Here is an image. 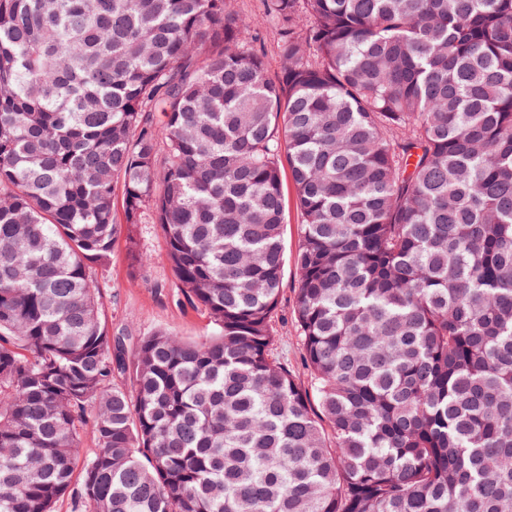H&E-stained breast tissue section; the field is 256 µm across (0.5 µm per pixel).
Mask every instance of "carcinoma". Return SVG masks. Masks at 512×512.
<instances>
[{
    "label": "carcinoma",
    "mask_w": 512,
    "mask_h": 512,
    "mask_svg": "<svg viewBox=\"0 0 512 512\" xmlns=\"http://www.w3.org/2000/svg\"><path fill=\"white\" fill-rule=\"evenodd\" d=\"M228 2L0 0V512L88 423L86 512H512V0H265L275 81ZM147 215L215 332L128 353L92 271ZM262 39L265 46L267 76L271 80H277L282 68L279 27L272 22L267 23L262 29ZM282 187L285 198L284 245L286 261L282 272V289L280 303L273 320V326L280 339L275 351L281 362L288 365L307 386L308 376L304 368L300 342L296 332L293 306L295 302L298 278L294 265V254L301 236L302 216L294 202V188L288 166L281 173Z\"/></svg>",
    "instance_id": "cac0c4a2"
}]
</instances>
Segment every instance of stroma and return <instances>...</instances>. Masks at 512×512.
<instances>
[{
    "label": "stroma",
    "mask_w": 512,
    "mask_h": 512,
    "mask_svg": "<svg viewBox=\"0 0 512 512\" xmlns=\"http://www.w3.org/2000/svg\"><path fill=\"white\" fill-rule=\"evenodd\" d=\"M285 198L284 245L287 259L282 272L280 303L273 320L279 336L276 354L299 377L307 372L293 317L298 278L293 256L299 245L302 216L294 202L289 171L281 173ZM136 242L145 263L132 265L125 238L112 248L110 263L95 271L93 282L102 301L105 319L113 331L138 337L159 329L190 340L210 336L213 324L208 313L183 296L167 260V243L159 225L144 220L136 227Z\"/></svg>",
    "instance_id": "obj_1"
}]
</instances>
